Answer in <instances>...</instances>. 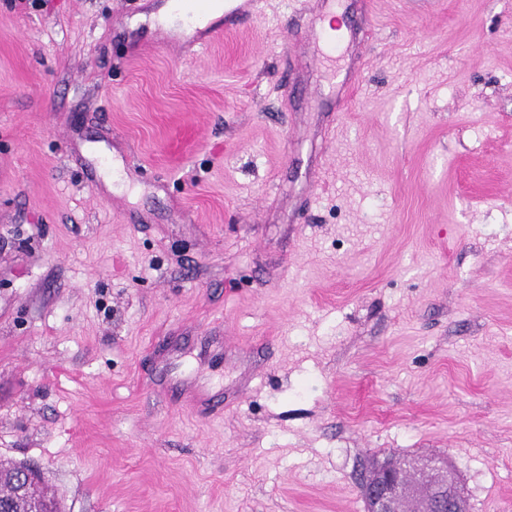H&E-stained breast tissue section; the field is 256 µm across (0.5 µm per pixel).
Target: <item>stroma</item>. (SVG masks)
<instances>
[{"label": "stroma", "mask_w": 512, "mask_h": 512, "mask_svg": "<svg viewBox=\"0 0 512 512\" xmlns=\"http://www.w3.org/2000/svg\"><path fill=\"white\" fill-rule=\"evenodd\" d=\"M167 3L0 0V460L63 512H365L409 453L512 512V0L200 51Z\"/></svg>", "instance_id": "1"}]
</instances>
